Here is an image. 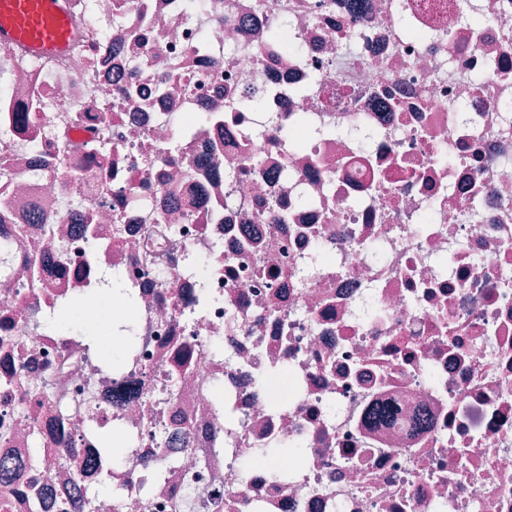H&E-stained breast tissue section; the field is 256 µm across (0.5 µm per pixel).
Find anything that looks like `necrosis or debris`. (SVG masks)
<instances>
[{
    "instance_id": "obj_1",
    "label": "necrosis or debris",
    "mask_w": 512,
    "mask_h": 512,
    "mask_svg": "<svg viewBox=\"0 0 512 512\" xmlns=\"http://www.w3.org/2000/svg\"><path fill=\"white\" fill-rule=\"evenodd\" d=\"M187 2L0 50V512H512V0Z\"/></svg>"
}]
</instances>
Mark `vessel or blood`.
Masks as SVG:
<instances>
[{"instance_id": "b4317fda", "label": "vessel or blood", "mask_w": 512, "mask_h": 512, "mask_svg": "<svg viewBox=\"0 0 512 512\" xmlns=\"http://www.w3.org/2000/svg\"><path fill=\"white\" fill-rule=\"evenodd\" d=\"M71 44L67 0H0V48L32 58L61 55Z\"/></svg>"}]
</instances>
